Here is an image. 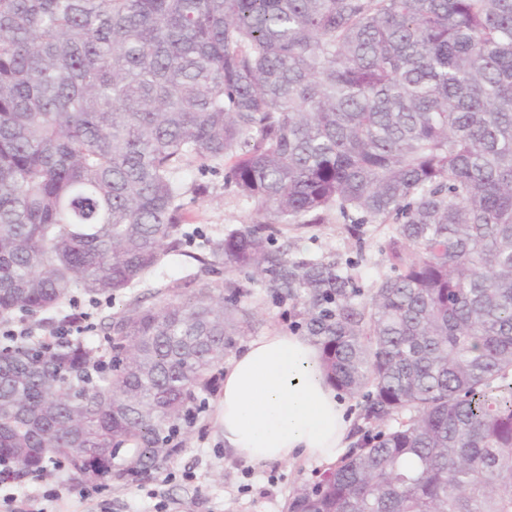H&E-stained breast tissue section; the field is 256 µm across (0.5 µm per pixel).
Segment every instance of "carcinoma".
Here are the masks:
<instances>
[{
	"mask_svg": "<svg viewBox=\"0 0 512 512\" xmlns=\"http://www.w3.org/2000/svg\"><path fill=\"white\" fill-rule=\"evenodd\" d=\"M233 160L257 219L204 249L299 307L365 435L285 512H512V0H0V317L112 299L180 245L179 173ZM394 224L390 272L275 226ZM247 325L207 283L0 342V458L157 469ZM410 416H405V413Z\"/></svg>",
	"mask_w": 512,
	"mask_h": 512,
	"instance_id": "carcinoma-1",
	"label": "carcinoma"
}]
</instances>
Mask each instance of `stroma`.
<instances>
[{"label":"stroma","mask_w":512,"mask_h":512,"mask_svg":"<svg viewBox=\"0 0 512 512\" xmlns=\"http://www.w3.org/2000/svg\"><path fill=\"white\" fill-rule=\"evenodd\" d=\"M228 167L224 161L204 170L194 159L184 168L180 174V201L186 216L182 255L166 257L124 294L101 300L87 335L91 345L104 346L103 319L119 314L134 299L151 305L171 298L174 288L195 289L219 278L236 281L243 292L242 303L252 314L251 328L235 337L227 357L272 330H290L291 301L276 299L249 271L216 274L192 258L202 239L224 236L256 218L255 204L239 197L225 182ZM393 230L390 224H364L354 237L342 218L329 212L317 224L279 225L275 244L292 251L352 258L353 273L367 288L388 269L380 248ZM221 397L218 387L199 394L196 403L202 411L193 421L180 424L178 452L149 474L86 486L72 480L66 467L51 466L39 477L16 478L8 491L24 501L33 490H56L59 498L49 503L50 512H284L295 487L316 480L323 465L304 460L251 465L236 459L224 449L218 415Z\"/></svg>","instance_id":"stroma-1"}]
</instances>
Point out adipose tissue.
Masks as SVG:
<instances>
[{
  "label": "adipose tissue",
  "mask_w": 512,
  "mask_h": 512,
  "mask_svg": "<svg viewBox=\"0 0 512 512\" xmlns=\"http://www.w3.org/2000/svg\"><path fill=\"white\" fill-rule=\"evenodd\" d=\"M220 415L225 450L251 464L334 462L351 425L319 346L277 330L246 343L225 366Z\"/></svg>",
  "instance_id": "obj_1"
}]
</instances>
